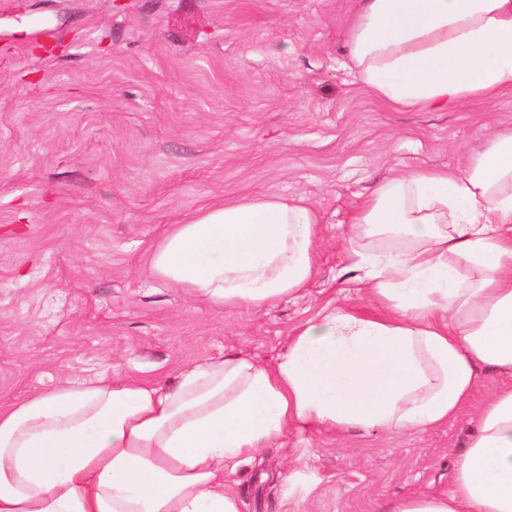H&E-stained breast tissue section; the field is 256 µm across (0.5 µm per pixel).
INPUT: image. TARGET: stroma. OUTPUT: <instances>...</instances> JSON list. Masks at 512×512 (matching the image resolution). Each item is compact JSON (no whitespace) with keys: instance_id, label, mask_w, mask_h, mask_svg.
<instances>
[{"instance_id":"35a3bbf8","label":"stroma","mask_w":512,"mask_h":512,"mask_svg":"<svg viewBox=\"0 0 512 512\" xmlns=\"http://www.w3.org/2000/svg\"><path fill=\"white\" fill-rule=\"evenodd\" d=\"M355 0H0V404L118 375L176 383L227 355L272 366L352 286L350 216L391 176L466 166L512 129V94L396 109L349 68ZM278 194L320 222L314 274L262 308L219 309L150 269L201 208ZM423 433L291 429L242 464L244 512H383L442 494L480 408Z\"/></svg>"}]
</instances>
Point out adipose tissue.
Here are the masks:
<instances>
[{
	"mask_svg": "<svg viewBox=\"0 0 512 512\" xmlns=\"http://www.w3.org/2000/svg\"><path fill=\"white\" fill-rule=\"evenodd\" d=\"M349 61L382 101L444 111L512 93V0H357ZM374 316L334 308L274 368L229 355L162 389L103 378L0 408V512H243L232 478L288 428L424 431L481 369L512 375V130L461 170L392 176L351 216ZM319 219L274 194L201 209L151 254L159 278L219 308L304 288ZM386 512H512V386L481 408L451 489Z\"/></svg>",
	"mask_w": 512,
	"mask_h": 512,
	"instance_id": "obj_1",
	"label": "adipose tissue"
}]
</instances>
